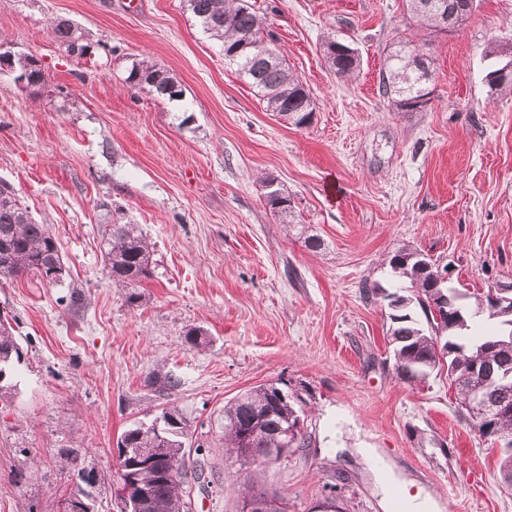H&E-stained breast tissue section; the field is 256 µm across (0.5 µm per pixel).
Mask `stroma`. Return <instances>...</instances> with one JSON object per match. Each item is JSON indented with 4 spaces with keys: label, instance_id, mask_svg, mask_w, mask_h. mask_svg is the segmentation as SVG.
I'll return each mask as SVG.
<instances>
[{
    "label": "stroma",
    "instance_id": "stroma-1",
    "mask_svg": "<svg viewBox=\"0 0 512 512\" xmlns=\"http://www.w3.org/2000/svg\"><path fill=\"white\" fill-rule=\"evenodd\" d=\"M314 104L295 127L254 93L183 0H0V42L40 61L45 82L0 81V180L47 221L71 277L0 282L22 360L0 400V512H59L71 484L58 449L98 476V512H121L112 451L121 433L175 402L205 426L212 487L192 512H241L246 471L226 455L225 404L275 383L302 396L308 445L270 463L259 488L310 512L337 484L342 512H394L360 454L377 449L429 512H512L500 451L457 411L446 374L394 369L385 258L409 244L473 293L512 282V91L490 92L489 50L512 47V0H474L448 33L410 19L405 0H252ZM66 17L89 35L81 59L55 42ZM348 35L361 67L336 76L322 43ZM425 45L433 93L400 112L379 92L389 44ZM147 57L178 100L126 81ZM288 192L283 228L263 176ZM152 241L153 279L136 305L108 278L102 202ZM322 246L310 248L307 236ZM200 328L205 345L184 340ZM176 381L158 391L149 377Z\"/></svg>",
    "mask_w": 512,
    "mask_h": 512
}]
</instances>
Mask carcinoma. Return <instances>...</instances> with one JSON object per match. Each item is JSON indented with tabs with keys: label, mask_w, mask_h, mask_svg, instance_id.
<instances>
[{
	"label": "carcinoma",
	"mask_w": 512,
	"mask_h": 512,
	"mask_svg": "<svg viewBox=\"0 0 512 512\" xmlns=\"http://www.w3.org/2000/svg\"><path fill=\"white\" fill-rule=\"evenodd\" d=\"M204 32L222 42L224 51L237 52V70L243 74L266 103L267 110L304 126L313 111L309 91L295 76L286 60L265 37V18L248 0H185ZM410 16L437 32L446 28L444 0H432L428 7L421 0H407ZM59 47L70 55L87 56L91 42L85 31L66 18L51 23ZM346 40L330 38L323 43V58L339 77H352L360 67L359 55L342 53L333 47ZM420 49L410 39L397 38L390 44L380 79V92L400 112H420L429 100V88L423 76L430 73V62L417 59ZM11 78H27L33 85L45 82L38 61L17 54L10 63ZM490 88L512 87V59L500 60L485 75ZM126 82L148 89L159 98L176 100L183 90L168 70L147 58L134 61ZM266 200L271 212L286 222L292 206L283 189ZM104 269L112 283L129 291L127 302H138L136 289L153 278L154 245L136 224H107L101 240ZM397 289L390 292L379 284L363 288V296L380 303L392 296L400 305L388 311L389 340L394 366L404 380H423L432 371L448 365V386L457 391L458 411L469 427L485 438L503 445L500 476L512 477V387L497 383L500 376L512 372V319L502 316L490 297L469 295L443 284L436 286L439 267L411 245H403L387 260ZM53 277H48L50 270ZM52 285H62L70 278L69 267L61 254L51 226L36 220L19 203L12 186L0 180V279H16L29 272ZM443 304L448 317L438 323L432 305ZM499 324V331L486 333L474 341L466 331L483 318ZM441 350H436V344ZM21 345L8 320L0 319V398L11 393L14 364L21 361ZM485 381V402L496 413L484 417L471 408V383ZM284 390L274 383L260 384L224 405V448L236 455L250 470L244 497L265 498L255 491L263 468L275 461L271 448L284 429L300 419L297 403L282 396ZM189 424L173 403L161 408L150 423L128 428L117 442L118 477L131 474L147 493L145 512H192L193 486L204 485L205 459L185 462ZM157 449V459L146 467L141 453ZM69 472L78 476L86 470L79 456L70 449L59 452Z\"/></svg>",
	"instance_id": "obj_1"
}]
</instances>
